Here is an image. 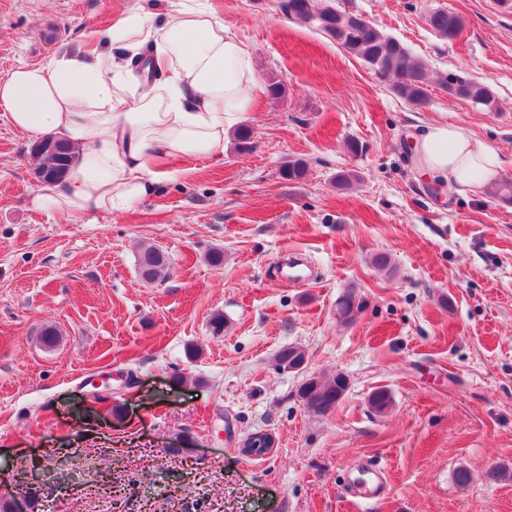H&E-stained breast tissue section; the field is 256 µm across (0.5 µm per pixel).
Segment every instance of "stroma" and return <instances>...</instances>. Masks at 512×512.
Returning a JSON list of instances; mask_svg holds the SVG:
<instances>
[{
	"instance_id": "stroma-1",
	"label": "stroma",
	"mask_w": 512,
	"mask_h": 512,
	"mask_svg": "<svg viewBox=\"0 0 512 512\" xmlns=\"http://www.w3.org/2000/svg\"><path fill=\"white\" fill-rule=\"evenodd\" d=\"M199 3L245 44L260 82L286 85L246 112L251 151L226 140L222 163L169 161L177 177L125 214L69 216L35 207L33 141L0 108V496L27 499V512L50 499L92 512L76 493L108 466L115 512H512V204L429 181L410 153L424 124L458 123L512 179V10L339 0L424 64L416 107L280 0ZM133 6L161 14L167 2L0 0V79ZM436 8L462 18L458 38L429 27ZM446 74L488 84L494 107L450 96ZM291 158L305 160L302 180L281 178ZM350 171L357 181L337 186ZM144 244L168 256L163 282L139 278ZM380 252L391 271L373 266ZM293 257L312 270L305 284L282 280ZM347 292L358 307L345 321ZM286 346L304 350L303 371L276 368ZM339 373L345 396L310 412L301 385ZM104 381L110 398L94 400ZM380 388L392 396L382 414L369 406ZM261 430L274 452L242 455ZM365 462L386 477L381 498L348 492ZM34 465L39 479L17 485ZM496 467L506 479L490 478Z\"/></svg>"
}]
</instances>
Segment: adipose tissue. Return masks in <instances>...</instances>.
I'll list each match as a JSON object with an SVG mask.
<instances>
[{"instance_id":"adipose-tissue-1","label":"adipose tissue","mask_w":512,"mask_h":512,"mask_svg":"<svg viewBox=\"0 0 512 512\" xmlns=\"http://www.w3.org/2000/svg\"><path fill=\"white\" fill-rule=\"evenodd\" d=\"M77 46L0 80V107L11 125L36 138L53 132L75 156L67 178L36 203L75 216L122 215L155 194L169 172L159 162L202 154L224 159V137L260 89L251 56L223 22L193 0L163 16L130 9ZM148 49L160 73L145 84L125 58ZM422 174L440 184L480 187L502 159L461 125L432 122L413 139Z\"/></svg>"}]
</instances>
